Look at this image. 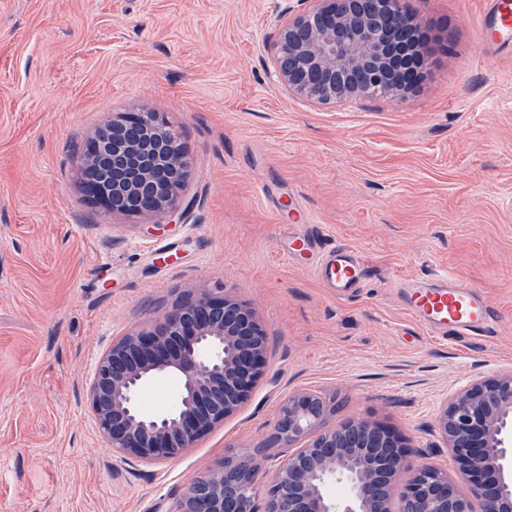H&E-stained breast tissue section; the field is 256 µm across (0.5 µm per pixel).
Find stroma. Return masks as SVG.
I'll use <instances>...</instances> for the list:
<instances>
[{"label": "stroma", "instance_id": "obj_1", "mask_svg": "<svg viewBox=\"0 0 512 512\" xmlns=\"http://www.w3.org/2000/svg\"><path fill=\"white\" fill-rule=\"evenodd\" d=\"M0 0V512H171L228 454L275 456L280 403L312 389L327 426L366 418L460 479L436 419L472 380L512 369V52L479 48L483 0H406L430 33L412 98L321 107L274 73L281 2ZM180 132L192 206L105 216L76 167L107 115L141 103ZM296 195L326 243L364 256L339 298L279 251ZM446 271L497 319L441 341L395 283ZM249 303L264 376L182 455L126 461L89 402L98 358L189 292Z\"/></svg>", "mask_w": 512, "mask_h": 512}]
</instances>
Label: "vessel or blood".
I'll return each mask as SVG.
<instances>
[{"label":"vessel or blood","instance_id":"1","mask_svg":"<svg viewBox=\"0 0 512 512\" xmlns=\"http://www.w3.org/2000/svg\"><path fill=\"white\" fill-rule=\"evenodd\" d=\"M478 24L487 55L496 56L512 47V0H485ZM282 230L283 257L314 271L333 294L344 297L361 288L367 268L355 249L344 243L323 246L305 224L291 222ZM399 287L412 320L437 336L476 335L496 319L494 309L480 294L445 273L408 278Z\"/></svg>","mask_w":512,"mask_h":512}]
</instances>
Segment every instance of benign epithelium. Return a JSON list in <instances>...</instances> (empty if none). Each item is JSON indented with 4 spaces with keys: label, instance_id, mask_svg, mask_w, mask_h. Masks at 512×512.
Listing matches in <instances>:
<instances>
[{
    "label": "benign epithelium",
    "instance_id": "benign-epithelium-1",
    "mask_svg": "<svg viewBox=\"0 0 512 512\" xmlns=\"http://www.w3.org/2000/svg\"><path fill=\"white\" fill-rule=\"evenodd\" d=\"M279 28L275 65L282 87L321 106L374 95L405 100L421 83L427 58L416 43V18L404 0H312ZM78 176L103 214L157 218L175 214L192 163L164 116L143 104L105 117L88 138ZM267 332L254 310L232 294L200 292L172 303L152 326L115 343L98 361L90 386L96 423L126 460L182 454L233 414L266 365ZM175 375L174 406L148 415L138 393L148 380ZM331 411L313 390L284 399L275 438L288 451L262 485V464L232 455L192 480L174 512H512V370L472 381L452 397L436 424L459 466L451 483L417 464L389 429L355 419L321 430ZM342 498L327 493L331 483Z\"/></svg>",
    "mask_w": 512,
    "mask_h": 512
}]
</instances>
